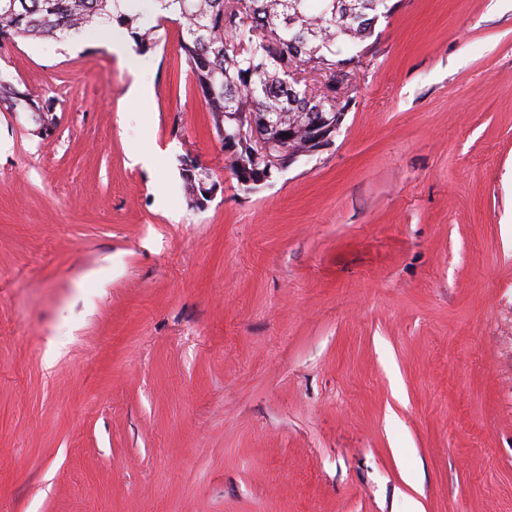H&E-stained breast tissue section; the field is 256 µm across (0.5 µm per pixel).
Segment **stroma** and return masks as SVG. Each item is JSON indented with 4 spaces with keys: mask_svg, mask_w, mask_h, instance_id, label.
<instances>
[{
    "mask_svg": "<svg viewBox=\"0 0 512 512\" xmlns=\"http://www.w3.org/2000/svg\"><path fill=\"white\" fill-rule=\"evenodd\" d=\"M392 2L252 193L177 25L0 45V512H512V0ZM4 105L6 110L15 111L18 108L25 112H30L35 124L39 128L55 125V114L53 104L43 101H37L31 96L17 91L8 83L0 82V105ZM189 161L193 165L194 169L188 167ZM180 164V175L183 179V182L186 185L187 188V204L191 208L196 209H203L204 207H201L193 202V199L195 195L198 193L200 194V180L204 177L203 174H198L200 170L206 172L210 179L207 181V187L209 188L211 186V174L209 172V169L204 167L195 157H191L189 155H186V157H182ZM199 165V166H197Z\"/></svg>",
    "mask_w": 512,
    "mask_h": 512,
    "instance_id": "stroma-1",
    "label": "stroma"
}]
</instances>
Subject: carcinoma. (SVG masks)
Wrapping results in <instances>:
<instances>
[{
    "label": "carcinoma",
    "instance_id": "cac0c4a2",
    "mask_svg": "<svg viewBox=\"0 0 512 512\" xmlns=\"http://www.w3.org/2000/svg\"><path fill=\"white\" fill-rule=\"evenodd\" d=\"M390 0H0V44L16 37L57 39L118 27L145 54L162 40L166 22L181 27L180 57L193 76L219 140L239 135L235 112H334L352 103L324 99L336 67L351 64L371 48L375 26L388 18ZM313 74L316 82L297 81L289 64ZM0 105L31 113L39 127L55 124L53 104L37 101L0 82ZM261 180L239 184L250 193L278 174L264 156L250 162ZM209 169L191 156L181 159L187 204L200 192L199 171Z\"/></svg>",
    "mask_w": 512,
    "mask_h": 512
}]
</instances>
